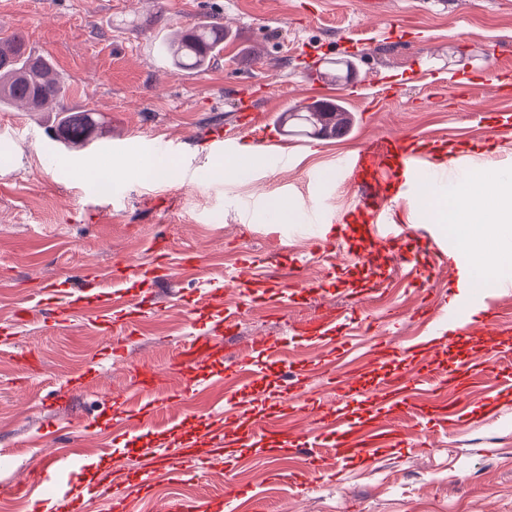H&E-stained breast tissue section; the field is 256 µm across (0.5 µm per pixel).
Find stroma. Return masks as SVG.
Here are the masks:
<instances>
[{"instance_id":"1","label":"stroma","mask_w":512,"mask_h":512,"mask_svg":"<svg viewBox=\"0 0 512 512\" xmlns=\"http://www.w3.org/2000/svg\"><path fill=\"white\" fill-rule=\"evenodd\" d=\"M193 21L223 24L224 50L206 70L178 73L159 44ZM13 31L56 67L66 106L94 110L108 131L73 151L49 136L55 113L0 111V145L10 151L0 163V326L12 327L0 337V449L14 458L11 470L0 471V512H41L38 492L22 482L63 445L83 467L113 470L126 487L151 449L182 437L206 449L219 433L234 443L232 424H219L214 413L229 359L258 364L255 384L241 394L242 409L254 416L271 410L260 394L280 390L284 373L300 370L311 376L312 398L368 420L376 417L371 406L337 400L323 384L322 371L340 352L351 351L361 367L356 387L368 393L393 372L436 377L485 359L482 344L465 336L413 352L429 313L464 286L470 259L448 225L426 221L418 192L393 200L407 239L353 240L358 194L336 161L356 142L400 133L436 141L466 170L512 169V137H495L481 118L512 114V0H0V33ZM340 60L353 71L344 85L349 135L289 132L282 115L307 102L310 74ZM253 109L269 115L286 166L264 162L254 150L256 129L241 128ZM216 128L252 148L243 171H219L205 145ZM147 143L170 149L164 179L138 174ZM91 150L110 167L109 197L97 191ZM196 170L204 182L192 183ZM274 198L294 208L295 222L272 223L266 205ZM310 209L332 224V250H312L299 225ZM158 243L177 269L168 288L159 281ZM442 243L452 255L445 266L435 260ZM241 261L266 285L261 309L245 308L243 284L225 282ZM120 265L136 269L116 285L142 307L133 335H122L127 322L116 312L117 333L106 337L103 304L90 291L67 322L54 320L46 288ZM204 290L216 293L209 311L195 306ZM486 294L504 328L495 371L512 375V290L493 286ZM328 310L345 335L299 336L300 323ZM234 312L236 327H221ZM198 332L209 333L214 353L195 373L196 392L181 404L122 415L119 400H131L143 374L163 375L168 392L183 388L173 362L185 336ZM260 339L279 357H259ZM381 339L397 356L369 362L367 351ZM112 343L125 360L110 355ZM460 399L472 419L455 431L400 405L394 423L407 445L374 468L325 464L311 473L252 447L229 473L219 459L177 481L158 475L154 502L136 500L130 510L156 512L164 499L207 496L229 480L246 491L237 512H512V388L492 403L470 385Z\"/></svg>"}]
</instances>
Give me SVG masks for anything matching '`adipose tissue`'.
<instances>
[{
    "instance_id": "ef3b65f1",
    "label": "adipose tissue",
    "mask_w": 512,
    "mask_h": 512,
    "mask_svg": "<svg viewBox=\"0 0 512 512\" xmlns=\"http://www.w3.org/2000/svg\"><path fill=\"white\" fill-rule=\"evenodd\" d=\"M434 217L451 224L470 259V276L487 280L512 267V175L493 169L452 178Z\"/></svg>"
}]
</instances>
